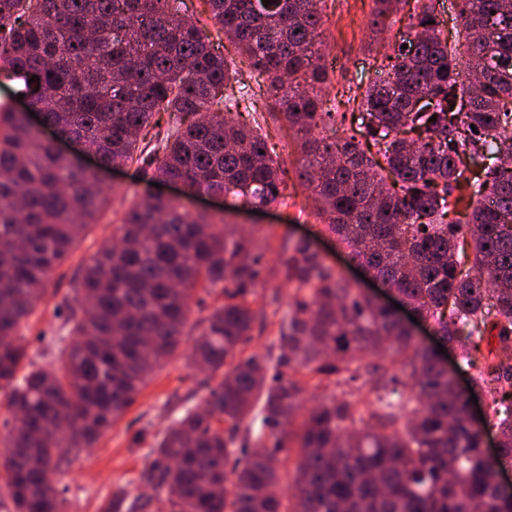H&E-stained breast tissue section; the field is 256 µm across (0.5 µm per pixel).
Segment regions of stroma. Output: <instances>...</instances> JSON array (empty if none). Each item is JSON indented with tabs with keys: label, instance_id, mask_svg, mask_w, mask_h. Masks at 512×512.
Masks as SVG:
<instances>
[{
	"label": "stroma",
	"instance_id": "1",
	"mask_svg": "<svg viewBox=\"0 0 512 512\" xmlns=\"http://www.w3.org/2000/svg\"><path fill=\"white\" fill-rule=\"evenodd\" d=\"M375 8V0H327L322 40L326 56L336 62L326 86L333 96H342L347 90L363 92L375 80L385 54L406 30L407 15L402 11L394 15L392 24L373 26ZM268 127L269 144L289 171L284 203L255 212L232 197L222 199L202 194L183 199L184 207L191 213L224 219L242 234L253 236L266 253L270 285L259 289L256 296L257 302L265 306V316L255 323L244 344L245 354L260 357L271 353L278 321L288 310L290 290L282 280L279 266L291 239L309 237L328 263L353 287L387 304L396 300L381 283H370L368 278L358 275L356 265L348 259L347 249L325 232L315 216L309 192L296 176L301 154L294 131L280 119L269 120ZM97 170L101 184L111 192L109 204L57 271L27 331L30 354L44 368L58 365L48 348L61 331L62 321L55 314L58 304L72 295L84 266L101 243L111 238L129 202L158 191L165 195L172 192L167 185L159 189L152 186L133 165ZM223 301L221 289L194 290L189 332L177 354L151 377L135 403L92 447L73 449L64 455L60 477L70 488L66 512H108L113 495L121 491L153 496V489L140 483L139 475L150 462L148 450L155 436L162 434L183 409L202 406L210 388L217 384L216 378L206 377L199 368L189 364L187 357L203 328L204 318Z\"/></svg>",
	"mask_w": 512,
	"mask_h": 512
}]
</instances>
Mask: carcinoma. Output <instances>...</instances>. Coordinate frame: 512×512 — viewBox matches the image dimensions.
I'll use <instances>...</instances> for the list:
<instances>
[{
	"label": "carcinoma",
	"instance_id": "obj_1",
	"mask_svg": "<svg viewBox=\"0 0 512 512\" xmlns=\"http://www.w3.org/2000/svg\"><path fill=\"white\" fill-rule=\"evenodd\" d=\"M216 39L246 54L245 82L184 0H0V73L43 105L42 121L110 167L191 194H229L251 208L283 198L262 108L302 140L298 178L351 258L394 290L473 370L492 398L496 465H512V0H458L467 56L442 30L433 0H414L407 36L365 91L361 134L317 138L350 119L325 93L324 0H206ZM407 48H402V45ZM310 88L293 89L300 71ZM34 75L39 79L32 82ZM435 121H430L431 117ZM166 128L147 139V128ZM408 128L414 144L399 137ZM493 156L485 179L469 165ZM471 223L448 222L464 199ZM109 200L12 105L0 104V390L13 424L0 438V504L64 512L54 475L135 402L182 343L196 288H221L192 364L220 375L204 408H186L156 439L140 475L156 495L112 512H512L486 462L470 400L395 312L352 287L304 239L281 259L292 288L275 360L243 355L263 278L255 240L147 195L98 248L75 303L57 313V370L35 366L27 329L74 244ZM470 238L478 264L469 267ZM404 354L410 387L384 364ZM369 377L363 399L343 387ZM327 382L295 422L301 379ZM294 448L291 483L280 453Z\"/></svg>",
	"mask_w": 512,
	"mask_h": 512
}]
</instances>
